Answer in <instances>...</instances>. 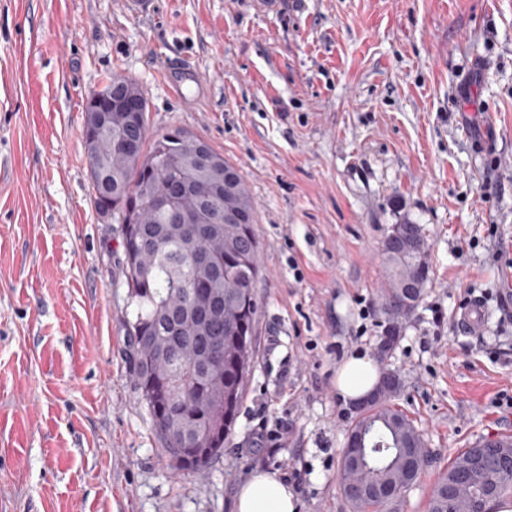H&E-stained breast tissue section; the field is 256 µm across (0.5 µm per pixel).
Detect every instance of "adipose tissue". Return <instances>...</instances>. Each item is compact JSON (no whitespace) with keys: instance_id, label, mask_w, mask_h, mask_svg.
<instances>
[{"instance_id":"1","label":"adipose tissue","mask_w":512,"mask_h":512,"mask_svg":"<svg viewBox=\"0 0 512 512\" xmlns=\"http://www.w3.org/2000/svg\"><path fill=\"white\" fill-rule=\"evenodd\" d=\"M379 372L372 356L358 353L336 371V390L347 402L364 398L377 384ZM295 494L277 473L258 471L240 485L234 512H297Z\"/></svg>"}]
</instances>
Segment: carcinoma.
I'll list each match as a JSON object with an SVG mask.
<instances>
[{"mask_svg":"<svg viewBox=\"0 0 512 512\" xmlns=\"http://www.w3.org/2000/svg\"><path fill=\"white\" fill-rule=\"evenodd\" d=\"M108 87L125 94V110L105 124H92L94 96L84 112L94 204L102 216L118 217L123 232L125 274L135 320L130 323L137 382L162 452L178 470L206 467L224 451L253 359V327L259 304L254 293L260 272L259 244L251 197L238 171L224 156L189 132L175 128L149 137L147 99L133 80L116 76ZM410 247L387 240L392 315L404 281L421 302L431 283L427 243L415 225ZM206 264H199V257ZM224 346V367L199 365L215 343ZM177 431L171 440L168 432ZM364 433L362 465L348 466L354 448L344 450L339 487L352 512H380L417 483L427 457L422 432L391 402L369 404L350 433ZM479 445L459 451L441 473L427 512H468L489 484L495 498L512 494V480L497 478L501 462L512 463V436L498 435L494 447L472 468L460 499L448 503V481ZM384 486L390 496L351 497L347 485Z\"/></svg>","mask_w":512,"mask_h":512,"instance_id":"obj_1","label":"carcinoma"}]
</instances>
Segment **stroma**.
I'll list each match as a JSON object with an SVG mask.
<instances>
[{"mask_svg":"<svg viewBox=\"0 0 512 512\" xmlns=\"http://www.w3.org/2000/svg\"><path fill=\"white\" fill-rule=\"evenodd\" d=\"M0 0V512H233L257 471L350 512L348 356L387 322L407 219L431 284L384 363L428 467L512 435V0ZM135 80L150 134L224 154L255 208L254 356L224 452L178 473L137 385L122 226L98 214L83 107ZM479 299L480 328L458 319Z\"/></svg>","mask_w":512,"mask_h":512,"instance_id":"obj_1","label":"stroma"}]
</instances>
